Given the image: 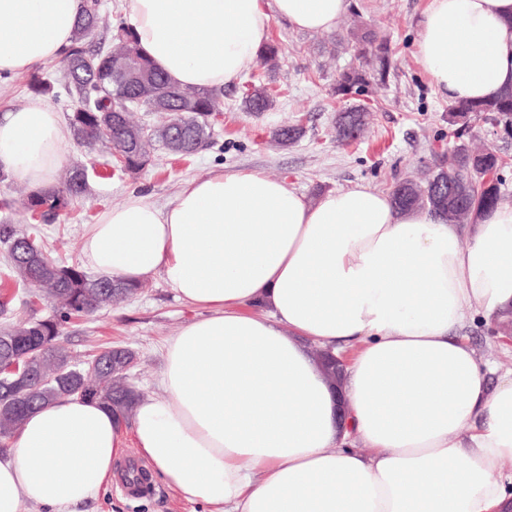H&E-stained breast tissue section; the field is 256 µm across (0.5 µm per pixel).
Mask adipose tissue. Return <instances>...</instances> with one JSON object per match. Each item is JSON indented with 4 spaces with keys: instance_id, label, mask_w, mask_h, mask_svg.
Segmentation results:
<instances>
[{
    "instance_id": "adipose-tissue-1",
    "label": "adipose tissue",
    "mask_w": 512,
    "mask_h": 512,
    "mask_svg": "<svg viewBox=\"0 0 512 512\" xmlns=\"http://www.w3.org/2000/svg\"><path fill=\"white\" fill-rule=\"evenodd\" d=\"M82 0H0V76L62 57ZM348 0H128L148 58L220 88L257 63L272 19L335 29ZM420 62L454 101L512 88V0H430ZM65 132L42 100L0 116V169L54 184ZM82 260L129 284L161 273L202 316L171 337L163 394L131 422L65 397L0 454V512H77L126 438L174 491L213 512H504L512 373L489 384L464 329L512 317V206L450 224L356 186L315 200L259 171L187 182L168 205L102 210ZM264 308L255 316L251 307ZM352 350L333 385L313 347Z\"/></svg>"
}]
</instances>
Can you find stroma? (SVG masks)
I'll return each instance as SVG.
<instances>
[{
  "label": "stroma",
  "mask_w": 512,
  "mask_h": 512,
  "mask_svg": "<svg viewBox=\"0 0 512 512\" xmlns=\"http://www.w3.org/2000/svg\"><path fill=\"white\" fill-rule=\"evenodd\" d=\"M364 21L391 39L394 69L386 86L361 96L371 120L365 136L349 145L335 140L333 117L340 104L330 95L337 70L353 60L350 51L324 52L327 32H298L282 19H272L269 38L282 47L280 68L271 84L279 95L275 107L252 115L239 108L243 81L224 88V110L217 114L215 142L194 157L182 159L157 150L146 172L126 175L108 172L104 148L89 151L65 139L64 167H83L90 191L72 203L57 223L44 227L49 254L72 264L81 262V237L107 207L122 203L129 194L146 196L165 205L188 181L217 170H256L282 180L307 199L319 192L363 185L390 193L394 183L420 174L457 142L487 145L511 165L502 172V191L512 200V135L483 118H473L461 134L448 127V100L421 66L416 46L420 21L429 0H350ZM297 124L304 136L295 145L276 146L271 135L281 125ZM145 291L108 307L94 316L76 319L63 330V344L74 359L82 360L104 346L134 350L138 363L131 383L141 394L161 393L164 345L168 338L195 319L198 308L183 303L156 273L146 280ZM466 334L482 364L493 376L512 370V334L498 332L495 324L475 321ZM81 512H210L208 505L177 496L161 478H153L149 492L126 495L114 487L82 506Z\"/></svg>",
  "instance_id": "35a3bbf8"
}]
</instances>
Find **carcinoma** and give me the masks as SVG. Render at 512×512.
<instances>
[{
    "instance_id": "1",
    "label": "carcinoma",
    "mask_w": 512,
    "mask_h": 512,
    "mask_svg": "<svg viewBox=\"0 0 512 512\" xmlns=\"http://www.w3.org/2000/svg\"><path fill=\"white\" fill-rule=\"evenodd\" d=\"M100 0H85L71 45L54 69H36L27 74L25 87L38 96H66L73 140L93 150L106 148L113 166L122 173L138 174L152 164L156 145L180 157H190L213 138L211 119L224 111V90L184 88L154 66L140 51L124 17L116 13L109 27L110 38H99ZM332 45L347 46L357 64L336 73L331 95L343 100L365 95L375 85L388 81L393 50L390 40L362 21L353 22ZM280 48L273 42L260 52L265 73L279 66ZM251 89L241 98L245 112L260 114L275 107L276 95L260 77L251 75ZM166 113L159 123L136 121L133 113ZM482 115L505 131H512V89L480 103H448V126L467 127ZM369 112L361 104L336 113V138L348 142L359 137L368 124ZM304 135L298 125L272 132L278 145L296 144ZM508 166L497 151L473 150L458 144L448 159H439L419 180H399L391 193L400 208H431L454 224H468L481 210L501 204L502 177ZM88 191V175L74 168L61 183L46 192L26 196L27 215L38 205L45 207L40 219L26 231L0 222V247L8 256L27 248L23 261L10 260L8 277L20 286L39 288L26 301L31 310L44 301L53 304L48 317L31 316L0 330V450L9 447L25 417L37 407L69 396H81L105 404L120 420L132 416L140 398L127 382L126 359L130 350L105 347L91 358L76 363L61 345L64 324L89 317L114 303L138 295L143 285H127L106 276L94 277L77 265L58 261L46 267L47 254L41 225L54 221L60 207Z\"/></svg>"
}]
</instances>
